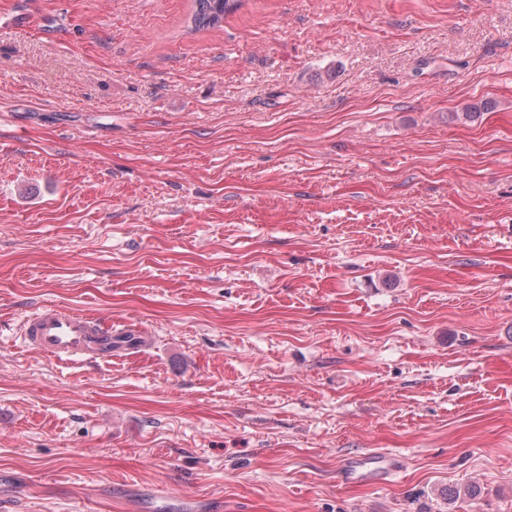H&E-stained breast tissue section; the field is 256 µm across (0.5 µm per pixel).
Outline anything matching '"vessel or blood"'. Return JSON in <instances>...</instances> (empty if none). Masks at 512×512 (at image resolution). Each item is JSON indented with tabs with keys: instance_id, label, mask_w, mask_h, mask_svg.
<instances>
[{
	"instance_id": "1",
	"label": "vessel or blood",
	"mask_w": 512,
	"mask_h": 512,
	"mask_svg": "<svg viewBox=\"0 0 512 512\" xmlns=\"http://www.w3.org/2000/svg\"><path fill=\"white\" fill-rule=\"evenodd\" d=\"M20 334L26 346L57 360L93 361L110 354L112 349L145 346L151 341L139 327L106 332L93 316L62 306H45L31 313L24 319ZM395 468V459L382 454L369 461L352 458L343 465L340 479L346 484L376 483Z\"/></svg>"
}]
</instances>
